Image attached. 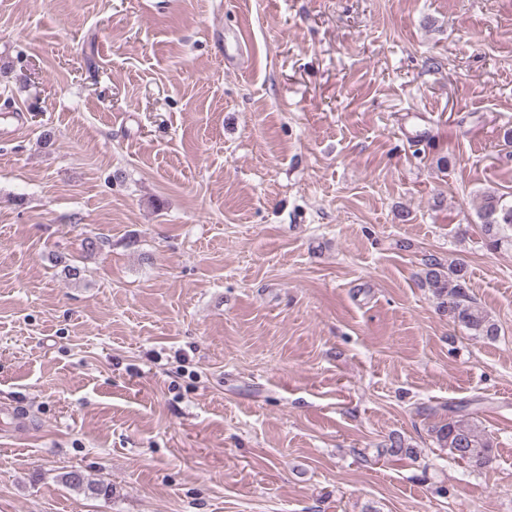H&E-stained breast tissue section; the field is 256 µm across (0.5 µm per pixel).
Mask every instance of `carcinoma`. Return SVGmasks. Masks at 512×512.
Instances as JSON below:
<instances>
[{"mask_svg":"<svg viewBox=\"0 0 512 512\" xmlns=\"http://www.w3.org/2000/svg\"><path fill=\"white\" fill-rule=\"evenodd\" d=\"M477 218L490 249L512 247V198L509 195L495 190L482 192ZM421 282L438 300L439 311L448 315L453 323L473 336L490 342L497 339L500 326L469 295L465 264H444L437 258H430L425 263ZM434 434L439 446L448 449L457 459L477 466H484L491 459L492 440L463 415L448 418L447 422L434 428ZM60 480L72 488L86 489L97 497L112 495V485L91 481L76 469L63 473Z\"/></svg>","mask_w":512,"mask_h":512,"instance_id":"1","label":"carcinoma"}]
</instances>
